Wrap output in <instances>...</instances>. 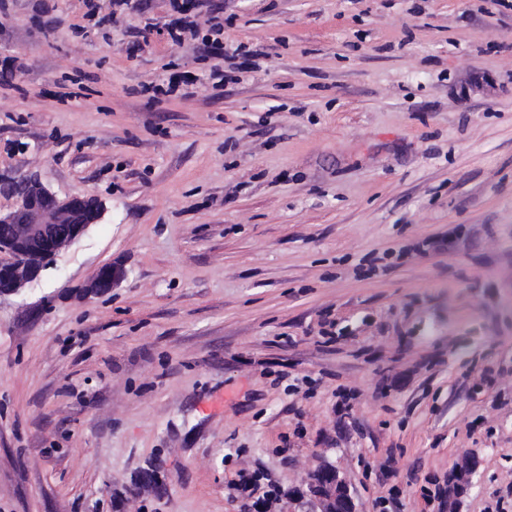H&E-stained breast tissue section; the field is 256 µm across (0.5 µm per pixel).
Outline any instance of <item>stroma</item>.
<instances>
[{
  "label": "stroma",
  "instance_id": "1",
  "mask_svg": "<svg viewBox=\"0 0 512 512\" xmlns=\"http://www.w3.org/2000/svg\"><path fill=\"white\" fill-rule=\"evenodd\" d=\"M133 3L0 0V173L107 207L0 298V512H288L323 459L444 512L467 453L458 512H512V10L204 0L216 89ZM223 35L224 25L221 22L212 23L210 21L206 33L202 35V41L207 48V52L224 57V59L232 58L237 51L235 49L232 54H229L223 43ZM124 271L112 263L104 264L99 267L84 287L85 294L89 297H99L112 292L114 288L123 278ZM476 462L473 456H466L462 463L452 470L448 478V512H456L459 495L470 484L475 473Z\"/></svg>",
  "mask_w": 512,
  "mask_h": 512
}]
</instances>
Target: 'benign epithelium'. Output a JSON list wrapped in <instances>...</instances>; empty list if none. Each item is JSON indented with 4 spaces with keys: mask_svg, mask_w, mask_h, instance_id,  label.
Wrapping results in <instances>:
<instances>
[{
    "mask_svg": "<svg viewBox=\"0 0 512 512\" xmlns=\"http://www.w3.org/2000/svg\"><path fill=\"white\" fill-rule=\"evenodd\" d=\"M20 191L13 207L0 211V224L12 225V238L0 241V296L20 293L40 279L50 262L77 242L99 223L107 211L99 200L92 204L81 195L60 196L35 176L11 179ZM38 240L44 251L32 253L23 248L30 240ZM118 266L99 267L84 287L85 294L99 297L112 292L123 278ZM474 457L467 456L452 470L448 478V512H456L459 495L470 484L475 473ZM293 512H358L345 479L330 463L309 472L307 491L288 497Z\"/></svg>",
    "mask_w": 512,
    "mask_h": 512,
    "instance_id": "1",
    "label": "benign epithelium"
}]
</instances>
